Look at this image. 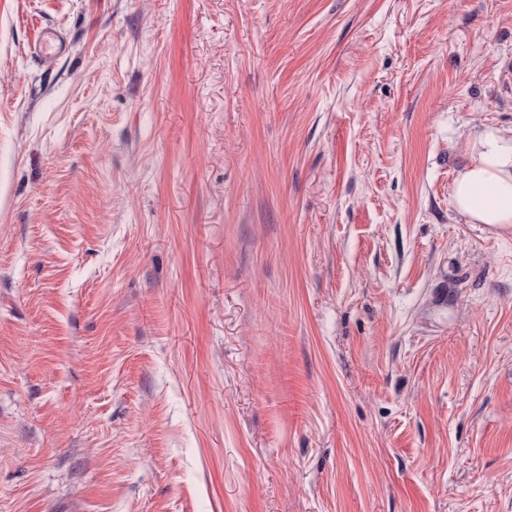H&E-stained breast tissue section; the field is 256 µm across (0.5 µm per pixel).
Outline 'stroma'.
I'll list each match as a JSON object with an SVG mask.
<instances>
[{
  "label": "stroma",
  "instance_id": "stroma-1",
  "mask_svg": "<svg viewBox=\"0 0 512 512\" xmlns=\"http://www.w3.org/2000/svg\"><path fill=\"white\" fill-rule=\"evenodd\" d=\"M510 59L512 0H0V512H512ZM452 204L474 224H512V137L488 129L455 179Z\"/></svg>",
  "mask_w": 512,
  "mask_h": 512
}]
</instances>
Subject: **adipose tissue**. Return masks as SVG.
<instances>
[{"label": "adipose tissue", "mask_w": 512, "mask_h": 512, "mask_svg": "<svg viewBox=\"0 0 512 512\" xmlns=\"http://www.w3.org/2000/svg\"><path fill=\"white\" fill-rule=\"evenodd\" d=\"M454 208L476 224H512V137L483 133L472 163L460 171Z\"/></svg>", "instance_id": "1"}]
</instances>
